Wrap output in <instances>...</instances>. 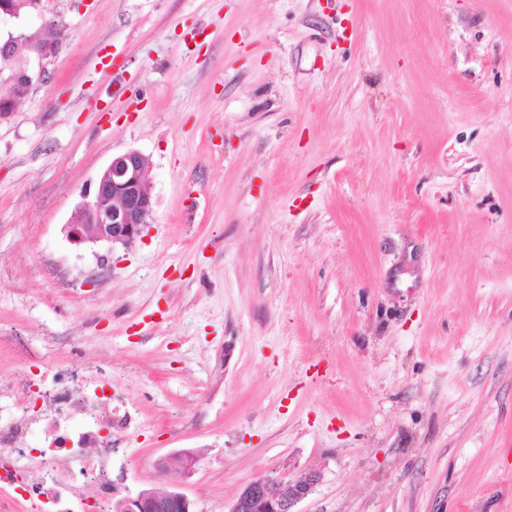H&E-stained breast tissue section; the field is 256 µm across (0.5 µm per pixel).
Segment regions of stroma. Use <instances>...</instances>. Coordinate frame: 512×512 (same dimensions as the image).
Listing matches in <instances>:
<instances>
[{
  "label": "stroma",
  "instance_id": "35a3bbf8",
  "mask_svg": "<svg viewBox=\"0 0 512 512\" xmlns=\"http://www.w3.org/2000/svg\"><path fill=\"white\" fill-rule=\"evenodd\" d=\"M19 29L0 387L90 364L111 485L194 512L311 472L298 512H512V0H41ZM129 150L142 236L71 244Z\"/></svg>",
  "mask_w": 512,
  "mask_h": 512
}]
</instances>
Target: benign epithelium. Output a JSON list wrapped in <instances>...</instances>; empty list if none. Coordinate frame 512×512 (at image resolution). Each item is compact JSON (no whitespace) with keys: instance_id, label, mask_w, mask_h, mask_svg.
Wrapping results in <instances>:
<instances>
[{"instance_id":"benign-epithelium-1","label":"benign epithelium","mask_w":512,"mask_h":512,"mask_svg":"<svg viewBox=\"0 0 512 512\" xmlns=\"http://www.w3.org/2000/svg\"><path fill=\"white\" fill-rule=\"evenodd\" d=\"M34 81L29 70L11 71L3 82L10 88L28 89ZM153 206L146 174V160L131 150L112 158L98 176L94 188L83 194L68 224L67 237L76 244L107 242L126 245L149 224ZM318 481L311 474L286 487L265 476L247 484L232 501L228 512H296ZM192 504L174 484L168 490L143 488L113 502L116 512H193Z\"/></svg>"}]
</instances>
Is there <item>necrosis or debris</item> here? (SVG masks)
<instances>
[{
  "label": "necrosis or debris",
  "mask_w": 512,
  "mask_h": 512,
  "mask_svg": "<svg viewBox=\"0 0 512 512\" xmlns=\"http://www.w3.org/2000/svg\"><path fill=\"white\" fill-rule=\"evenodd\" d=\"M83 366H67L63 386L44 391V406L55 412L82 409L80 422L56 421L47 425L39 450L20 448L13 432L0 429V485L36 495L37 512H61L60 505L72 495L78 477L106 476L112 467V436L105 422L88 409L90 398L83 382Z\"/></svg>",
  "instance_id": "obj_1"
}]
</instances>
